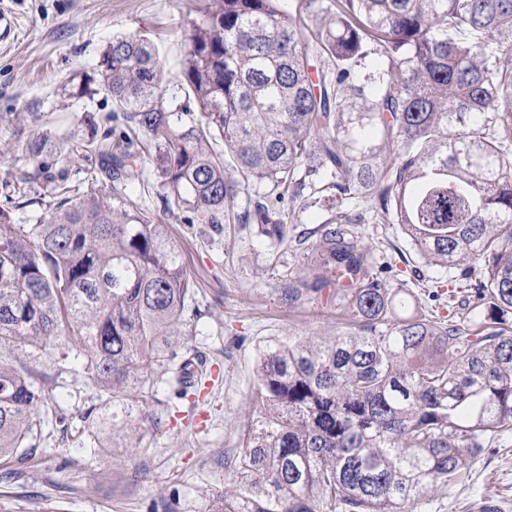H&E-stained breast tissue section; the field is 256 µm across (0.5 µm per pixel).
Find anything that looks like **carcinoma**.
Listing matches in <instances>:
<instances>
[{
  "label": "carcinoma",
  "instance_id": "carcinoma-1",
  "mask_svg": "<svg viewBox=\"0 0 512 512\" xmlns=\"http://www.w3.org/2000/svg\"><path fill=\"white\" fill-rule=\"evenodd\" d=\"M311 2L209 0L178 95L132 34L64 88H101L114 107L82 134L31 141L33 170L4 183L0 460L33 459L45 425L46 390L15 350L79 361L121 398L112 420L131 432L145 386L200 397L182 352L200 318L194 283L121 188L148 165L170 215L255 224L280 243L286 198L366 202L371 220L459 271L487 325L474 342L473 309L448 324L408 311L373 246L348 237L364 214L337 211L318 229L315 267L324 284L349 280L338 292L357 332L267 346L235 491L211 512H407L512 431V0H331L306 28ZM56 139L68 145L57 176L42 160ZM93 155L105 179L85 193L68 175ZM254 182L269 191L230 211ZM35 205L44 217L23 223Z\"/></svg>",
  "mask_w": 512,
  "mask_h": 512
}]
</instances>
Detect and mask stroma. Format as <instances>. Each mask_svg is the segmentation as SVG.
Returning <instances> with one entry per match:
<instances>
[{
	"label": "stroma",
	"mask_w": 512,
	"mask_h": 512,
	"mask_svg": "<svg viewBox=\"0 0 512 512\" xmlns=\"http://www.w3.org/2000/svg\"><path fill=\"white\" fill-rule=\"evenodd\" d=\"M199 0H0V16L13 31L0 40V181L29 170L26 145L60 121L80 130L86 118L112 108V97L98 91L90 98L62 94L76 74L92 72L112 38L134 34L153 44L170 85L181 80L191 25ZM133 200L150 209L194 278L202 317L189 348L212 366L204 402L181 404L180 416L162 432L150 424L127 435L104 428L110 449L92 456L78 446L74 428L49 423L37 456L23 467L0 461V512H148L151 503L180 494V512H210L213 496L232 488V466L240 455L242 433L254 417L255 365L269 344L294 338L325 341L353 332L335 286L316 290L313 253L316 227L328 210L286 206L288 243H270L252 224H188L163 209L152 170L128 186ZM357 242H372L389 264L391 285L405 288L427 315L457 317L468 294L453 269L434 266L413 249L396 224H358ZM304 294L297 302L282 290ZM14 365L40 373L47 386L78 413L99 404L94 382L80 368L66 371L53 355L15 352ZM145 471L134 480L132 473ZM512 512V432L500 445L471 463L456 485H431L426 512H469L483 498Z\"/></svg>",
	"instance_id": "stroma-1"
}]
</instances>
